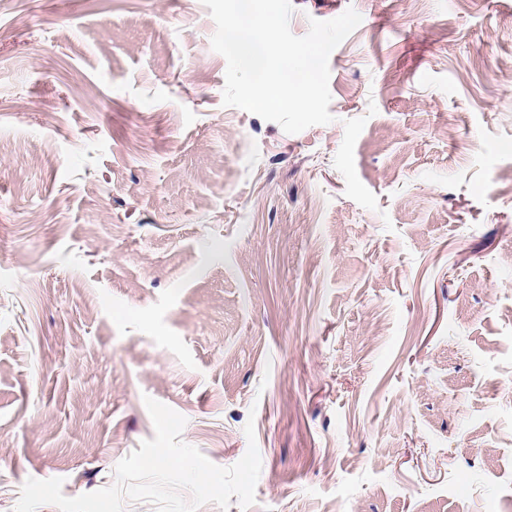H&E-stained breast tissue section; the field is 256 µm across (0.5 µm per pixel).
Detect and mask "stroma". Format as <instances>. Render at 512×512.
Returning a JSON list of instances; mask_svg holds the SVG:
<instances>
[{
    "label": "stroma",
    "mask_w": 512,
    "mask_h": 512,
    "mask_svg": "<svg viewBox=\"0 0 512 512\" xmlns=\"http://www.w3.org/2000/svg\"><path fill=\"white\" fill-rule=\"evenodd\" d=\"M347 8L334 120L223 103L202 0H0V512L154 425L249 510L512 512V0Z\"/></svg>",
    "instance_id": "stroma-1"
}]
</instances>
